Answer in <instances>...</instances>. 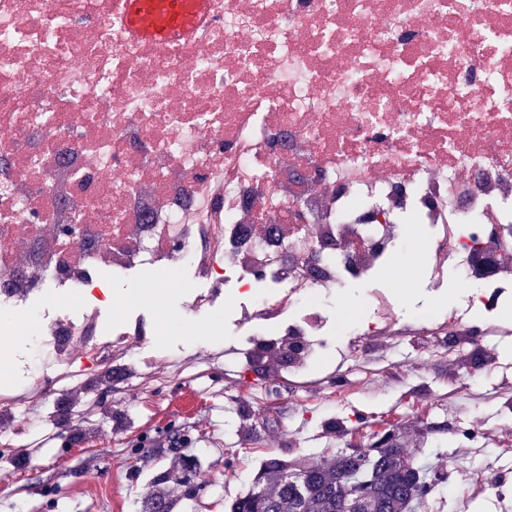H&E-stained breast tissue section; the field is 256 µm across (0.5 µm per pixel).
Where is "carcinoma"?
<instances>
[{
    "label": "carcinoma",
    "instance_id": "1",
    "mask_svg": "<svg viewBox=\"0 0 512 512\" xmlns=\"http://www.w3.org/2000/svg\"><path fill=\"white\" fill-rule=\"evenodd\" d=\"M442 475L431 476L417 463L415 449L401 438L386 441L362 460L345 450L327 453L312 465L290 466L270 456L255 477L252 490L236 498L230 512H350L358 496L364 512H411ZM166 476L145 494L141 512H171Z\"/></svg>",
    "mask_w": 512,
    "mask_h": 512
}]
</instances>
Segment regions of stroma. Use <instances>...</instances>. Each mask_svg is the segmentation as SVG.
I'll use <instances>...</instances> for the list:
<instances>
[{
  "label": "stroma",
  "instance_id": "35a3bbf8",
  "mask_svg": "<svg viewBox=\"0 0 512 512\" xmlns=\"http://www.w3.org/2000/svg\"><path fill=\"white\" fill-rule=\"evenodd\" d=\"M189 295L186 288L170 290L162 304H131L119 320L102 308L97 330L103 346L124 339L155 377L144 384L113 377L107 413L95 421L78 416L63 425L51 400L39 397V381L26 374L0 387L23 405L22 415L9 422L18 446L8 452L12 464L0 465V512H139L141 498L163 472L205 484L196 498H175L173 512H229L251 488L264 458L317 462L337 449L336 425L348 418L362 426L357 441L372 443L382 428L399 427L413 414L430 415L435 423L463 416L479 432L495 431L506 416L498 405L478 406L477 392L449 397L447 367L429 366L412 338L397 348V381L381 384L358 376L351 335L329 336L306 391H298L287 372L270 373L268 365L250 359L233 295L213 303L218 343L165 326L166 317L185 312ZM187 364L193 372L175 375ZM339 377L350 395L328 401L324 394ZM422 385L430 403L415 398ZM307 393L317 395L315 405L303 404ZM246 419L254 430L249 444L239 436ZM487 461L500 474L488 497L465 509L456 499L430 497L416 512H512V456Z\"/></svg>",
  "mask_w": 512,
  "mask_h": 512
}]
</instances>
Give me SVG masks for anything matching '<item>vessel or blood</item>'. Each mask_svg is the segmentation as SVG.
I'll return each instance as SVG.
<instances>
[{"instance_id":"vessel-or-blood-1","label":"vessel or blood","mask_w":512,"mask_h":512,"mask_svg":"<svg viewBox=\"0 0 512 512\" xmlns=\"http://www.w3.org/2000/svg\"><path fill=\"white\" fill-rule=\"evenodd\" d=\"M204 0H127L128 26L158 42L185 34L195 24Z\"/></svg>"}]
</instances>
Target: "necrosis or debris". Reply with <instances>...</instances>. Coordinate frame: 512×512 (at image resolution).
I'll use <instances>...</instances> for the list:
<instances>
[{
  "instance_id": "necrosis-or-debris-1",
  "label": "necrosis or debris",
  "mask_w": 512,
  "mask_h": 512,
  "mask_svg": "<svg viewBox=\"0 0 512 512\" xmlns=\"http://www.w3.org/2000/svg\"><path fill=\"white\" fill-rule=\"evenodd\" d=\"M126 0H0V321L24 306L59 365L99 355L86 309L146 266L191 307L251 301L252 351L303 371L324 300L401 242L495 312L512 288V0H208L194 33L135 35ZM494 221H487L488 211ZM77 225L74 237L63 229ZM140 281V279H139ZM202 283L206 292H194ZM69 289L50 314L46 288ZM138 298L160 301L150 281ZM354 352L425 336L468 391L499 366L463 310L404 320L381 289ZM464 502L498 472L460 448Z\"/></svg>"
}]
</instances>
